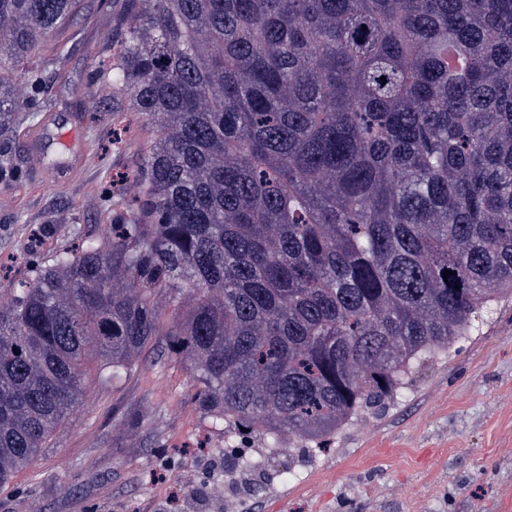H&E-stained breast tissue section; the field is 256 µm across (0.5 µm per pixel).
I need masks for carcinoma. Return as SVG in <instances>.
Here are the masks:
<instances>
[{
    "label": "carcinoma",
    "instance_id": "cac0c4a2",
    "mask_svg": "<svg viewBox=\"0 0 512 512\" xmlns=\"http://www.w3.org/2000/svg\"><path fill=\"white\" fill-rule=\"evenodd\" d=\"M76 0H0L3 137ZM97 71L153 135L133 203L0 305V488L98 381L168 348L224 461L323 448L512 293V0H126ZM452 275L444 276L445 271Z\"/></svg>",
    "mask_w": 512,
    "mask_h": 512
}]
</instances>
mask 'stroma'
Here are the masks:
<instances>
[{
  "label": "stroma",
  "instance_id": "obj_1",
  "mask_svg": "<svg viewBox=\"0 0 512 512\" xmlns=\"http://www.w3.org/2000/svg\"><path fill=\"white\" fill-rule=\"evenodd\" d=\"M123 6L79 0L73 22L45 47L48 106L11 136L17 178L0 183V263L13 268L0 276L2 304L33 244L47 253L127 217L102 189L116 172L141 170L147 132L94 68ZM42 167L54 168L56 181L39 178ZM159 312L161 334L133 371L107 385L88 377L36 461L0 488V512H157L173 488L223 484L224 432L168 350L174 314L164 304ZM293 452L253 447L256 459H274L267 485L225 496L215 512H512V294L491 302L447 358L422 360L384 410L360 416L305 461ZM294 470L300 481L289 479Z\"/></svg>",
  "mask_w": 512,
  "mask_h": 512
}]
</instances>
